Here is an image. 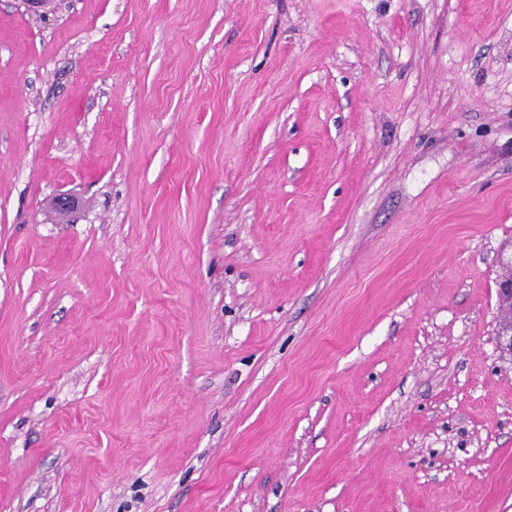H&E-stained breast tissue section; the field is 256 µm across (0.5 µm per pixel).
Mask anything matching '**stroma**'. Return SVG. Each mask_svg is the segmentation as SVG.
<instances>
[{
	"mask_svg": "<svg viewBox=\"0 0 512 512\" xmlns=\"http://www.w3.org/2000/svg\"><path fill=\"white\" fill-rule=\"evenodd\" d=\"M52 6L0 0V512H512V0ZM507 248V252L506 249ZM501 264L508 272L497 281L498 306L507 316L503 315L496 324L497 349L503 359L512 361V243L506 244L501 250Z\"/></svg>",
	"mask_w": 512,
	"mask_h": 512,
	"instance_id": "stroma-1",
	"label": "stroma"
}]
</instances>
